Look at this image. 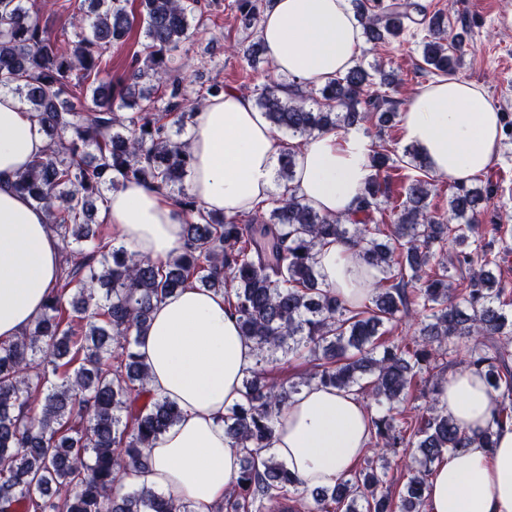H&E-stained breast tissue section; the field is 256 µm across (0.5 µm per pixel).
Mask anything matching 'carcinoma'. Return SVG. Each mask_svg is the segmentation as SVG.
I'll use <instances>...</instances> for the list:
<instances>
[{
    "instance_id": "cac0c4a2",
    "label": "carcinoma",
    "mask_w": 512,
    "mask_h": 512,
    "mask_svg": "<svg viewBox=\"0 0 512 512\" xmlns=\"http://www.w3.org/2000/svg\"><path fill=\"white\" fill-rule=\"evenodd\" d=\"M73 16V39L59 44L29 0H0V89L20 99L49 139L43 155L18 175L15 187L42 207L61 242L60 275L44 312L16 340L0 343V512H192L160 492L121 478L144 466L142 449L181 419L172 401L149 393L148 370L135 346L155 305L188 285L224 295L240 331L255 345V365L243 380L244 402L224 414L225 433L245 452L240 475L218 512H425L431 465L472 439L433 403L410 414L405 402L417 377L444 372L434 352L464 354L480 372L496 407L481 443L512 424V299L493 272L499 255L469 250L471 239L496 232L478 223L477 209L495 193L489 180L448 185V214L430 209L433 183L417 148L402 155L384 145L396 116L378 67L357 61L323 87L272 82L255 105L287 144L275 182L294 180L300 145L332 129L375 123L370 174L350 216H328L282 193L247 212H205L188 194L192 157L182 135L195 107L176 73L174 52L203 26L199 0H139L147 39L125 78L103 80L105 53L133 27L128 0H91ZM362 37L376 51L422 26L423 69L450 76L458 67L456 36L417 0H351ZM245 28L260 19V0H235ZM131 110L130 115L120 113ZM401 163L403 194L386 175ZM130 181L169 194L185 223V243L157 260L97 235L91 213L106 194ZM349 239L362 261L380 271L369 305L350 306L322 286L316 248ZM469 270L465 285L448 280L436 260L447 245ZM417 316V337L376 354L385 325L396 330ZM309 357L313 372L297 381L266 380L287 357ZM385 408L370 418L369 445L410 459L399 497L387 473L373 465L333 487L307 489L273 455L277 417L312 382L353 388Z\"/></svg>"
}]
</instances>
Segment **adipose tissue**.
<instances>
[{"label": "adipose tissue", "mask_w": 512, "mask_h": 512, "mask_svg": "<svg viewBox=\"0 0 512 512\" xmlns=\"http://www.w3.org/2000/svg\"><path fill=\"white\" fill-rule=\"evenodd\" d=\"M258 36L276 74L319 87L345 72L361 50L351 0H275L260 19ZM501 114L474 83L455 77L420 87L401 114L405 139L429 171L451 181L487 169L501 140ZM193 157L187 189L204 211H247L278 187L284 148L253 100L233 89L198 109L188 135ZM46 142L32 113L0 91V341L21 336L41 314L59 275L57 237L46 212L18 193V173ZM367 144L356 134L328 131L301 145L293 183L297 196L319 212L348 215L370 170ZM103 223L141 256L158 259L184 242V222L161 191L130 182L107 196ZM324 287L360 305L379 278L360 263L346 239L318 247ZM149 368L152 394L175 401L182 418L146 449L147 464L127 476L213 512L237 480L242 449L224 432L226 409L241 399L254 365V346L242 336L222 295L189 286L158 303L137 347ZM441 407L467 433L484 429L495 401L483 378L461 367L439 386ZM369 414L354 392L311 383L289 401L275 425L271 451L307 488L329 487L349 476L365 454ZM427 512H512V426L499 429L491 448L450 452L432 468Z\"/></svg>", "instance_id": "ef3b65f1"}]
</instances>
